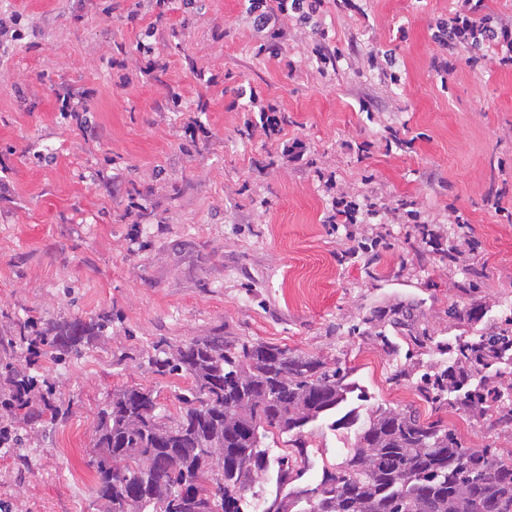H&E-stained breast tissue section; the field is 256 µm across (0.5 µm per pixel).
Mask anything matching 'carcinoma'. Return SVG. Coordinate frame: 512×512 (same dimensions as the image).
Segmentation results:
<instances>
[{
	"instance_id": "cac0c4a2",
	"label": "carcinoma",
	"mask_w": 512,
	"mask_h": 512,
	"mask_svg": "<svg viewBox=\"0 0 512 512\" xmlns=\"http://www.w3.org/2000/svg\"><path fill=\"white\" fill-rule=\"evenodd\" d=\"M489 17H454L436 25L441 40H460L472 59L482 55ZM105 321L75 319L39 335L60 360L79 354ZM453 365L432 381L434 399L454 395L480 416L512 422V392L486 399L484 372L512 361V336L462 338L448 345ZM157 375L185 373L192 387L177 395V416L161 411L154 392L126 387L98 415L95 492L109 512H244L254 480L277 465L288 485L309 461L303 429L336 414L349 392L337 365L280 345L193 339L153 361ZM293 437V450L271 458L267 440ZM223 471L205 461L216 455ZM263 512H512V449L477 450L454 430L411 408L378 409L363 424L345 459L323 468L314 486L264 499Z\"/></svg>"
}]
</instances>
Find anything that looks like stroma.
I'll list each match as a JSON object with an SVG mask.
<instances>
[{
	"label": "stroma",
	"mask_w": 512,
	"mask_h": 512,
	"mask_svg": "<svg viewBox=\"0 0 512 512\" xmlns=\"http://www.w3.org/2000/svg\"><path fill=\"white\" fill-rule=\"evenodd\" d=\"M134 3L0 0L1 21L26 23L0 48V390L27 368L62 409L11 418L21 444L0 449V512H108L89 465L100 409L134 386L175 413L192 380L153 373L159 342L216 333L339 364L353 386L341 409L360 420L411 406L466 447L512 448V423L421 388L451 365L449 343L512 331V40L474 64L465 44L435 40L468 0H323L276 40L243 0H174L125 24ZM145 36L155 71L117 87L116 61ZM320 48L334 64L320 66ZM65 89L95 90L88 117L59 112ZM270 103L272 141L247 127ZM194 118L209 137H188ZM328 174L335 195L380 203L385 247L348 257L362 227L326 224ZM411 211L433 244L408 229ZM459 223L478 242L460 266L448 260ZM104 316L111 327L78 357L30 368L16 345ZM357 433L308 425L301 484Z\"/></svg>",
	"instance_id": "1"
}]
</instances>
